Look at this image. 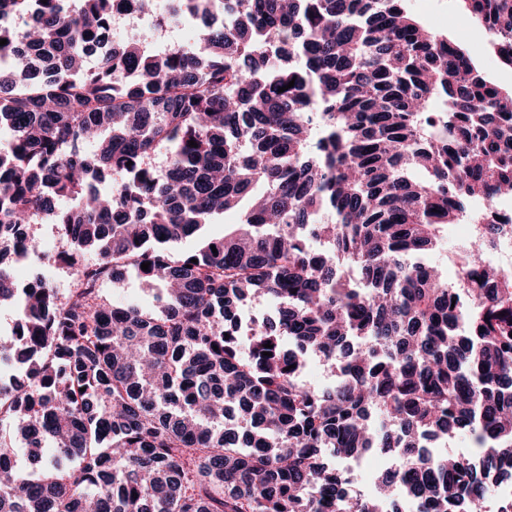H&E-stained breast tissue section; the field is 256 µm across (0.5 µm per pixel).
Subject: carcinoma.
Listing matches in <instances>:
<instances>
[{
	"label": "carcinoma",
	"instance_id": "cac0c4a2",
	"mask_svg": "<svg viewBox=\"0 0 512 512\" xmlns=\"http://www.w3.org/2000/svg\"><path fill=\"white\" fill-rule=\"evenodd\" d=\"M112 2L0 0V241L98 256L64 298L0 271L22 336L0 357L28 371L0 396L21 440L55 445L32 478L0 443V512H400L397 486L419 512H512L487 485L512 479V273L483 258L501 225L454 284L424 258L512 190V88L409 0H234L229 24L225 0H176L196 46L134 29L90 66ZM462 2L512 67V0ZM53 209L64 248L45 253L29 228ZM130 267L158 310L99 302ZM260 298L277 316L238 335ZM458 432L467 460L421 444ZM378 449L390 465L349 499L337 465ZM238 216L235 213H227L224 217L216 218L213 223L206 225L201 233L203 237H219L224 235V224H236ZM200 238H191L183 241L175 247V252H190L197 248Z\"/></svg>",
	"mask_w": 512,
	"mask_h": 512
}]
</instances>
